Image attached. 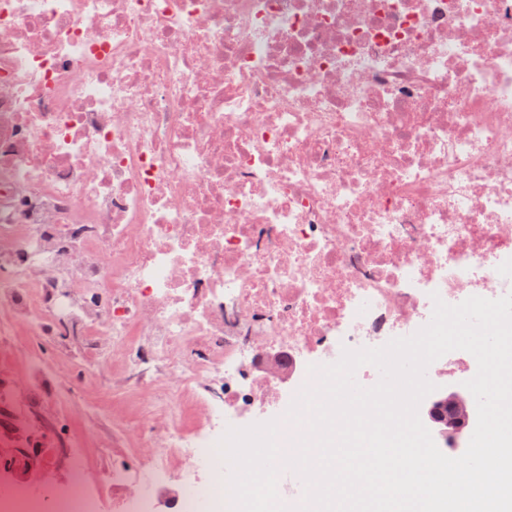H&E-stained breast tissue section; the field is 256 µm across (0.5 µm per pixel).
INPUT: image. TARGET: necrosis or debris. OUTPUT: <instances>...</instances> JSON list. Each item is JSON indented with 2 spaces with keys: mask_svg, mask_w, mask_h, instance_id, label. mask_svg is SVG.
Masks as SVG:
<instances>
[{
  "mask_svg": "<svg viewBox=\"0 0 512 512\" xmlns=\"http://www.w3.org/2000/svg\"><path fill=\"white\" fill-rule=\"evenodd\" d=\"M511 292L512 0H0V447L103 368L148 393L97 441L138 471L4 469L0 512H156L174 472L176 512H233L228 428Z\"/></svg>",
  "mask_w": 512,
  "mask_h": 512,
  "instance_id": "1",
  "label": "necrosis or debris"
}]
</instances>
